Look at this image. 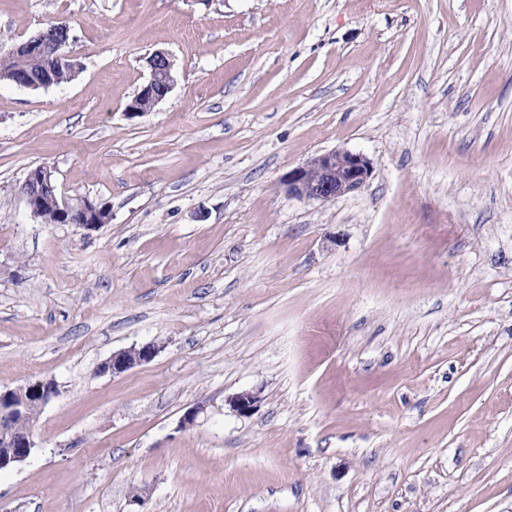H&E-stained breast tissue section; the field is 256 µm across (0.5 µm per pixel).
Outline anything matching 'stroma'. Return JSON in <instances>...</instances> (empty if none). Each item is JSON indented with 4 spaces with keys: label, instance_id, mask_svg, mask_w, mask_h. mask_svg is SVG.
Wrapping results in <instances>:
<instances>
[{
    "label": "stroma",
    "instance_id": "stroma-1",
    "mask_svg": "<svg viewBox=\"0 0 512 512\" xmlns=\"http://www.w3.org/2000/svg\"><path fill=\"white\" fill-rule=\"evenodd\" d=\"M57 21L76 77L0 82V388L58 389L0 512H512V0H0ZM334 149L362 188L286 193ZM149 79L126 105V114L130 118L140 117L152 112L174 88L177 74L174 62L165 51L153 52L146 61ZM362 153L332 150L309 158L283 179L288 195L327 202L360 189L372 174ZM21 191L32 215L43 224H72L93 229L112 220V212L86 196L66 197L50 166L31 168ZM161 349L160 344L149 342L140 346H132L127 349L112 353L105 362L99 366L100 372L121 374L137 365L151 361ZM260 403V396L256 392L244 391L232 396L228 404L239 416L247 417L253 414Z\"/></svg>",
    "mask_w": 512,
    "mask_h": 512
}]
</instances>
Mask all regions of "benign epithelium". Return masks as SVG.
Masks as SVG:
<instances>
[{"label": "benign epithelium", "instance_id": "obj_1", "mask_svg": "<svg viewBox=\"0 0 512 512\" xmlns=\"http://www.w3.org/2000/svg\"><path fill=\"white\" fill-rule=\"evenodd\" d=\"M69 39L70 32L61 36L59 30L51 26L25 42L11 46L1 52L0 56L11 59L28 52H43L47 57V68L68 67L76 73L80 70V64L64 51ZM146 64L149 79L126 105V114L131 118L153 111L177 82L174 62L169 53L155 51L147 58ZM371 174L372 162L367 156L335 149L315 155L290 171L283 179V185L291 196L327 202L360 189ZM21 191L30 212L43 224H72L93 229L112 220V212L106 205L86 196H65L59 188L53 168L49 166L31 168ZM160 349V344L149 342L120 350L101 363L99 371L121 374L151 361ZM57 393V387L48 381H38L14 389H0V470L24 462L37 447L33 430L16 434L5 427L9 418L25 404V398L35 400L43 407ZM259 403V394L252 391L238 393L228 400L230 408L242 417L253 414Z\"/></svg>", "mask_w": 512, "mask_h": 512}]
</instances>
